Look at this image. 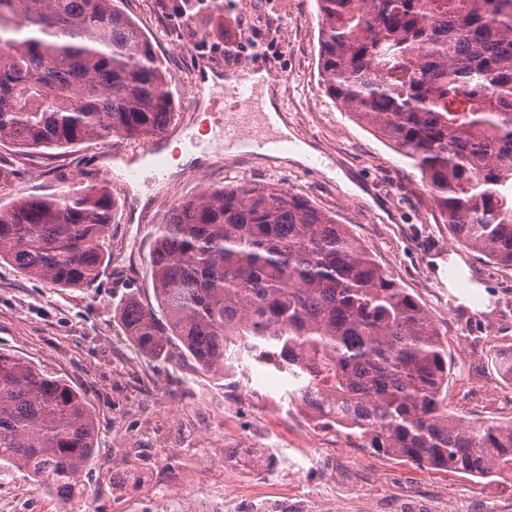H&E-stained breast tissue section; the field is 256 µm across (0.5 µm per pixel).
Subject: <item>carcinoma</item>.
Returning <instances> with one entry per match:
<instances>
[{"instance_id": "obj_1", "label": "carcinoma", "mask_w": 512, "mask_h": 512, "mask_svg": "<svg viewBox=\"0 0 512 512\" xmlns=\"http://www.w3.org/2000/svg\"><path fill=\"white\" fill-rule=\"evenodd\" d=\"M327 94L419 170L457 240L512 266V0H317ZM168 74L116 0H0V145L64 148L161 134ZM106 184L0 207V263L52 288L99 276ZM156 305L123 318L137 350L178 343L224 376H288L319 425L374 453L476 478L512 475V426L448 413L433 317L344 224L277 184L207 187L157 225ZM494 363L512 381V350ZM95 418L65 380L0 352V462L70 493Z\"/></svg>"}]
</instances>
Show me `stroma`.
Returning <instances> with one entry per match:
<instances>
[{
    "label": "stroma",
    "instance_id": "35a3bbf8",
    "mask_svg": "<svg viewBox=\"0 0 512 512\" xmlns=\"http://www.w3.org/2000/svg\"><path fill=\"white\" fill-rule=\"evenodd\" d=\"M153 42L175 101L174 121L215 126L210 100H190L189 86L244 65L282 73L276 105L300 162L271 154L205 152L190 168L148 181L155 149L168 139L91 140L66 149L0 145V206L20 195L72 191L91 182V164L111 156L105 181L117 209L108 232L109 260L87 288H53L0 263V352L66 379L87 398L96 423L95 457L78 476L71 500L27 472L0 466V512H115L141 499V479L156 492L190 490L189 512L221 480L224 448L286 441L303 479L266 474L230 482L237 512L252 501L284 498L295 512H375L374 495L435 502L438 512H512V479L474 478L419 468L359 447L347 430L324 432L306 447L313 423L289 400L282 376L249 366L224 378L200 372L181 352L142 357L118 314L128 297L154 301L148 275L156 225L209 186L274 182L307 197L348 225L387 272L413 294L444 332L452 368L449 413L473 422H512V384L492 354L512 348V267L454 239L421 175L326 93L318 69L316 0H118ZM335 176H328V169ZM178 418H171V408Z\"/></svg>",
    "mask_w": 512,
    "mask_h": 512
}]
</instances>
